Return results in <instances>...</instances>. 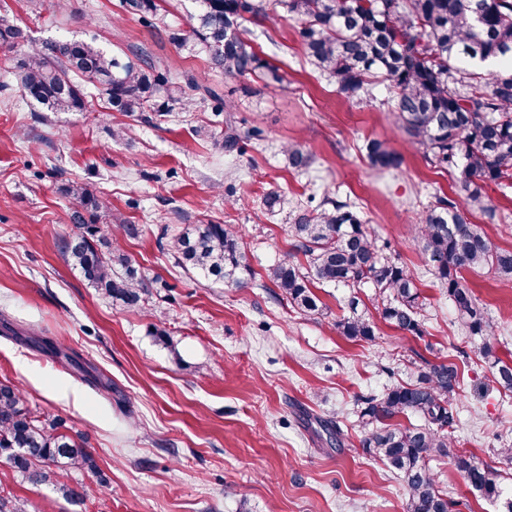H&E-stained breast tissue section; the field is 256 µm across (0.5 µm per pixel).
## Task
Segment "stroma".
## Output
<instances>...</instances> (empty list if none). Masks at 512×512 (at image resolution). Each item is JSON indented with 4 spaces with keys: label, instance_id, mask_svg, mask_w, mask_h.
Segmentation results:
<instances>
[{
    "label": "stroma",
    "instance_id": "35a3bbf8",
    "mask_svg": "<svg viewBox=\"0 0 512 512\" xmlns=\"http://www.w3.org/2000/svg\"><path fill=\"white\" fill-rule=\"evenodd\" d=\"M35 41L97 38L115 53L145 50L175 75L218 85L234 104L239 130L263 138L224 150L210 107L173 111L148 124L92 96L84 112H35L14 78L19 52L0 49V381L20 386L34 414L62 419L83 436L109 480L74 473L80 498L20 483L0 457V495L27 499L28 512H402L406 490L358 447L355 399L408 380L417 355L457 363L455 436L512 486V394L494 381L479 339L460 330L447 295L425 272L417 220L436 196L454 197L456 171L429 166L392 122L386 92L348 99L306 62L296 18L276 10L253 37L282 84L225 80L188 41L191 0H164L160 29L145 27L119 0H6ZM130 127L126 139L112 131ZM388 138L400 169L370 167L365 143ZM300 142L307 171L288 168L282 150ZM89 183L112 209V253L129 257L153 282L132 310L91 287L67 263L61 242L74 206L61 191ZM351 200L391 256L420 275L427 307L423 338L381 325L375 341L351 342L333 323L345 289L318 288L325 305L310 316L264 287L265 269L292 250L280 218L260 210L269 190ZM490 210L474 213L500 247L512 249V189H486ZM138 225L128 238L120 222ZM233 224L252 256L247 287L227 288L178 266L167 242L189 224ZM465 280L495 326L499 357L512 360V284L491 271ZM52 336L75 351L102 387L33 347ZM339 418L348 451L326 441L317 421ZM440 485L461 512H497L463 475L433 461Z\"/></svg>",
    "mask_w": 512,
    "mask_h": 512
}]
</instances>
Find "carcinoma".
I'll return each mask as SVG.
<instances>
[{
  "mask_svg": "<svg viewBox=\"0 0 512 512\" xmlns=\"http://www.w3.org/2000/svg\"><path fill=\"white\" fill-rule=\"evenodd\" d=\"M196 4L191 36L206 52L213 68L229 78L256 76L281 81L278 68L262 57L247 38L245 24L262 26L271 19V0H192ZM300 26L297 39L307 62L348 98L372 96L383 84L391 112L407 140L422 149L435 167L458 172V198L436 197L423 212L418 242L427 256L428 273L448 295L456 318L469 336L482 340V353L498 385L512 393V363L497 356L495 326L486 316L462 271L491 269L512 281V249L499 247L469 215L487 209L485 187L512 183V0H278ZM146 27L156 25L158 0H121ZM0 45L24 48L17 78L35 112H83L89 82L109 108L146 123L160 121L174 109H189L185 88L192 79L176 80L152 62L135 67L119 54L103 50L95 40L26 41L8 6L0 7ZM202 100L220 117L233 111L218 87L201 88ZM224 147L241 151L240 142L262 131L240 132L225 117ZM366 157L376 170L396 169L401 155L386 140L370 139ZM288 167H309L301 144L285 149ZM62 191L72 199L74 231L64 243L68 262L90 286L127 307L141 305L149 292L143 274L124 256L102 250L112 231V212L90 185L71 181ZM273 189L262 197L265 213L282 215L293 252L266 269V279L291 307L305 313L320 310L316 286L359 288L370 284L378 296L377 316L360 309V298L346 297L336 332L350 341H371L379 323L404 334L424 336V300L417 273L383 254L378 238L353 202L327 196L313 204ZM178 264L226 287L242 288L251 275L250 253L230 224H192L168 244ZM48 338L32 343L52 358H64L85 371L79 355ZM411 379L396 382L380 394L355 400L358 448L381 461L404 482L403 512H452L455 502L441 489L430 462L449 457L468 484L483 497L501 501L512 512L497 477L471 457L456 453L457 411L453 401L460 385L456 363H433L420 357ZM412 415L421 424L393 423ZM320 425L332 446L344 444L340 420ZM56 419H41L27 405L17 385L0 383V457L21 481L51 485L72 498V472L98 478L93 454L84 441L61 431Z\"/></svg>",
  "mask_w": 512,
  "mask_h": 512,
  "instance_id": "obj_1",
  "label": "carcinoma"
}]
</instances>
